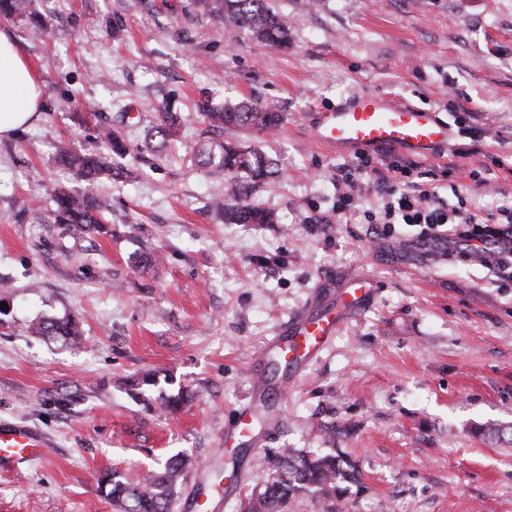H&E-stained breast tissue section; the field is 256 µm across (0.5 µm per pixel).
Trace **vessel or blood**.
Returning <instances> with one entry per match:
<instances>
[{
	"label": "vessel or blood",
	"instance_id": "1",
	"mask_svg": "<svg viewBox=\"0 0 512 512\" xmlns=\"http://www.w3.org/2000/svg\"><path fill=\"white\" fill-rule=\"evenodd\" d=\"M314 135L319 142L333 147H387L432 159L448 143V125L430 108L398 101L386 93L362 91L345 103L320 112ZM375 293L374 281L361 275L346 279L336 292H317L278 336L252 352L256 397H266L271 388L266 375L269 361L283 363L292 372L316 361L339 326L369 304ZM53 446V441L34 427L0 422L1 468L47 459Z\"/></svg>",
	"mask_w": 512,
	"mask_h": 512
}]
</instances>
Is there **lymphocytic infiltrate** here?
<instances>
[{
    "instance_id": "1",
    "label": "lymphocytic infiltrate",
    "mask_w": 512,
    "mask_h": 512,
    "mask_svg": "<svg viewBox=\"0 0 512 512\" xmlns=\"http://www.w3.org/2000/svg\"><path fill=\"white\" fill-rule=\"evenodd\" d=\"M386 175L378 179L382 204L369 211L365 220L374 236L391 237L397 224L416 226V239L423 244L445 246L457 254L480 262L497 282L512 283V210H503L496 222L485 223L468 214L465 198L448 206L436 192L420 189L411 182L415 163L388 155ZM403 176V183L392 181V174Z\"/></svg>"
}]
</instances>
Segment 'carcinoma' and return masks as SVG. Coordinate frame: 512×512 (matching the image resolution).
<instances>
[{
    "mask_svg": "<svg viewBox=\"0 0 512 512\" xmlns=\"http://www.w3.org/2000/svg\"><path fill=\"white\" fill-rule=\"evenodd\" d=\"M196 2L207 13L249 30L261 42L283 49L290 44L288 21L269 6L268 0ZM0 15L27 18L40 27L44 26L41 18L32 11L31 0H0ZM201 116L208 129L222 132L263 130L280 124L284 119V113L276 104L255 105L249 101L222 106L206 102L201 106ZM177 121L178 117L171 112L160 113L156 135L163 138L171 135ZM101 141L113 156L121 158L125 155L123 139L117 128H104ZM57 157L76 179L86 183L90 189L102 179L121 172L120 167L108 163L102 154L80 149L73 141L60 142ZM194 162L224 181L239 199L232 209L227 207L224 199H216L214 209L217 213L227 215L236 224L279 223L275 212L248 201L257 188L278 175L274 159L266 152L256 147L208 139L195 153ZM43 221L47 224H64L84 232L103 228L89 197L66 189L57 192L55 207L43 216ZM27 331L39 336L61 338L72 344L79 342L82 336L80 322L72 315L40 318L30 323ZM268 464L269 472L240 502V512H295V499L300 490L312 492L323 512H336V503L342 501L346 493L342 483L356 480L354 471L342 469L338 456L333 453L272 448L269 450ZM193 468L194 461L190 457L175 456L144 480L125 473L108 472L100 479V488L116 512H169L177 489Z\"/></svg>",
    "mask_w": 512,
    "mask_h": 512,
    "instance_id": "obj_1",
    "label": "carcinoma"
}]
</instances>
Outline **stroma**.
I'll use <instances>...</instances> for the list:
<instances>
[{"mask_svg":"<svg viewBox=\"0 0 512 512\" xmlns=\"http://www.w3.org/2000/svg\"><path fill=\"white\" fill-rule=\"evenodd\" d=\"M287 17L280 50L198 13L193 0H34L47 33L0 17L43 82L39 120L0 139V421L47 434L52 457L0 471V512H113L102 474L139 477L176 454L190 473L171 512H238L271 448L347 458L358 480L341 512H512V447L475 436L512 423V284L397 225L369 241L372 172H357L340 213V172L357 151L313 134L316 112L352 93L434 108L450 138L421 163V188L465 197L482 220L512 208V0H269ZM275 102L276 128L238 133L284 171L255 196L276 224H227L224 195L195 165L197 103ZM178 133L152 137L159 112ZM122 124L123 177L93 189L103 231L43 224L54 191H84L55 158L58 141L101 150ZM486 171L475 184L471 170ZM374 279L373 302L338 332L256 426L260 446L224 431L251 397L252 348L276 336L316 290ZM72 315L82 340L26 333ZM155 374L154 386L141 384ZM187 392L174 414L162 397Z\"/></svg>","mask_w":512,"mask_h":512,"instance_id":"1","label":"stroma"}]
</instances>
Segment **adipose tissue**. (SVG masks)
<instances>
[{
  "label": "adipose tissue",
  "instance_id": "1",
  "mask_svg": "<svg viewBox=\"0 0 512 512\" xmlns=\"http://www.w3.org/2000/svg\"><path fill=\"white\" fill-rule=\"evenodd\" d=\"M40 77L19 41L0 29V138L33 125L43 106Z\"/></svg>",
  "mask_w": 512,
  "mask_h": 512
}]
</instances>
